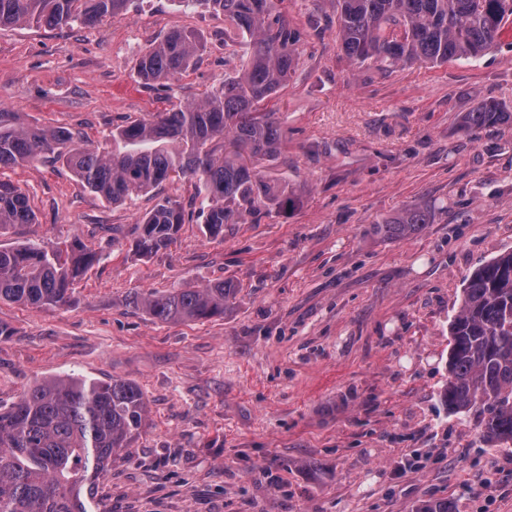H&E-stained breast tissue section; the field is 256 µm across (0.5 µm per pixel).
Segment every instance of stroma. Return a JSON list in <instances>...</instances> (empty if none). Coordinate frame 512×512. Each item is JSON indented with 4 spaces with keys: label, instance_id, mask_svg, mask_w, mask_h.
Instances as JSON below:
<instances>
[{
    "label": "stroma",
    "instance_id": "obj_1",
    "mask_svg": "<svg viewBox=\"0 0 512 512\" xmlns=\"http://www.w3.org/2000/svg\"><path fill=\"white\" fill-rule=\"evenodd\" d=\"M304 32L296 69L270 105L282 148L258 162L301 186L287 215L260 214L138 258L108 228L163 197L199 206L187 178L123 205L90 193L62 163L0 169L29 194L34 224L0 246L81 238L101 259L69 304L0 302V408L36 382L78 375L141 389L146 426L86 484L89 512H512V442L487 447L471 417L440 401L449 324L479 267L512 251V122L461 130L483 101L512 107V31L477 61L389 71L352 63L336 0H280ZM177 27L197 31L196 65L143 84L137 57ZM224 17L174 0H134L94 27L0 29V108L111 148L112 131L200 101L240 70ZM319 144V153L307 152ZM407 207L430 224L385 240L371 226ZM237 288L223 316L160 323L134 294Z\"/></svg>",
    "mask_w": 512,
    "mask_h": 512
}]
</instances>
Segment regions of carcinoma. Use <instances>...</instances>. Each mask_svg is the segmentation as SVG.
<instances>
[{
	"label": "carcinoma",
	"mask_w": 512,
	"mask_h": 512,
	"mask_svg": "<svg viewBox=\"0 0 512 512\" xmlns=\"http://www.w3.org/2000/svg\"><path fill=\"white\" fill-rule=\"evenodd\" d=\"M132 0H0V27L35 25L63 29L94 26L128 9ZM185 9L224 15V40L249 46V61L212 87L205 98L112 133L116 149L81 145L65 127H42L0 110V168L24 167L48 155L66 165L91 192L114 205L147 194L176 176L196 181L197 218L211 237L224 225L243 224L261 210L286 212L300 191L260 176L253 161L281 152L279 113L264 103L295 72L301 33L274 11V0H176ZM337 35L353 62L381 70L417 61H476L512 23V0H337ZM204 49L201 36L176 28L137 59L145 84L188 71ZM512 119V111L485 101L461 115L471 131ZM424 209L406 208L372 225L375 234L399 239L430 223ZM184 206L158 201L126 230L132 252L148 257L176 243ZM27 194L0 179V231L35 224ZM98 261L79 239L51 249L33 243L0 248V301L29 306L65 305L72 286ZM234 286L176 288L136 294L133 304L163 323L224 315ZM448 382L441 401L448 411L472 415L491 444L512 441V252L475 270L449 325ZM147 403L135 384L67 376L42 381L0 410V512H87L82 489L141 434Z\"/></svg>",
	"instance_id": "carcinoma-1"
}]
</instances>
